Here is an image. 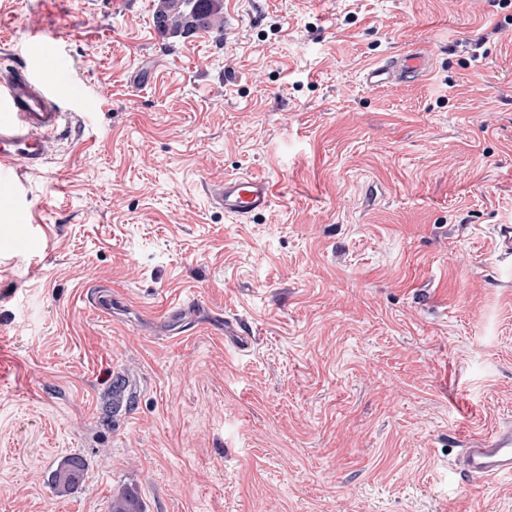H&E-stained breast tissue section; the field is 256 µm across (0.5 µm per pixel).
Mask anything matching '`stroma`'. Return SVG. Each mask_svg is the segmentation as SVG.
I'll list each match as a JSON object with an SVG mask.
<instances>
[{"mask_svg":"<svg viewBox=\"0 0 512 512\" xmlns=\"http://www.w3.org/2000/svg\"><path fill=\"white\" fill-rule=\"evenodd\" d=\"M154 4L0 0V68L56 38L97 105L27 179L45 248L0 249V512H512L458 465L512 421V2L224 0L171 45ZM242 173L247 224L202 194ZM429 60L422 53L412 50L389 58L385 64L375 65L368 71L365 81L370 86L386 82H404L422 76ZM202 187L208 203L224 211L237 224H247L255 215L267 211L276 197V185L261 174L245 173L205 181Z\"/></svg>","mask_w":512,"mask_h":512,"instance_id":"35a3bbf8","label":"stroma"}]
</instances>
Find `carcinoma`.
<instances>
[{
	"label": "carcinoma",
	"instance_id": "obj_1",
	"mask_svg": "<svg viewBox=\"0 0 512 512\" xmlns=\"http://www.w3.org/2000/svg\"><path fill=\"white\" fill-rule=\"evenodd\" d=\"M154 26L166 44L197 31L221 39L224 37V0H158Z\"/></svg>",
	"mask_w": 512,
	"mask_h": 512
}]
</instances>
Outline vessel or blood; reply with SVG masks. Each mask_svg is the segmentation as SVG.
<instances>
[{
    "instance_id": "obj_1",
    "label": "vessel or blood",
    "mask_w": 512,
    "mask_h": 512,
    "mask_svg": "<svg viewBox=\"0 0 512 512\" xmlns=\"http://www.w3.org/2000/svg\"><path fill=\"white\" fill-rule=\"evenodd\" d=\"M24 69H0V198L15 201L11 232L0 245L17 252L42 250L43 238L19 200L22 189L16 170L39 172L55 151L57 132L73 115L91 110L92 103L71 75L69 59L55 39H36ZM429 65L422 53L405 51L374 66L365 76L368 85L404 82L422 76ZM208 203L236 223L246 224L275 201L276 186L261 174L245 173L203 184ZM459 465L467 474L495 479L512 475V424L462 448Z\"/></svg>"
}]
</instances>
